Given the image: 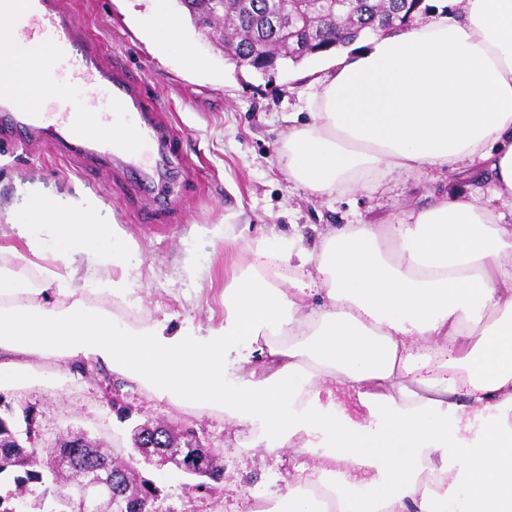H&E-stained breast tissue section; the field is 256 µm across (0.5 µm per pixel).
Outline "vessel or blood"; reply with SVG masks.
Listing matches in <instances>:
<instances>
[{
    "instance_id": "b4317fda",
    "label": "vessel or blood",
    "mask_w": 512,
    "mask_h": 512,
    "mask_svg": "<svg viewBox=\"0 0 512 512\" xmlns=\"http://www.w3.org/2000/svg\"><path fill=\"white\" fill-rule=\"evenodd\" d=\"M35 35L47 39L52 49L39 73L53 79L60 70L71 71L89 109L32 112L0 85V123L27 137L46 128L61 129L69 140L91 144L94 153L122 158L150 175L164 155L159 149L160 127L145 116L140 85L101 59L64 0H0V62L10 63L17 48Z\"/></svg>"
}]
</instances>
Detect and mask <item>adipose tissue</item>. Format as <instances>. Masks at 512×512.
<instances>
[{
    "instance_id": "1",
    "label": "adipose tissue",
    "mask_w": 512,
    "mask_h": 512,
    "mask_svg": "<svg viewBox=\"0 0 512 512\" xmlns=\"http://www.w3.org/2000/svg\"><path fill=\"white\" fill-rule=\"evenodd\" d=\"M164 2L149 23L159 51L201 67ZM48 54L34 40L0 69L33 109L60 93L27 76ZM312 102V123L288 136V174L311 192L479 161L512 205V0H464L462 16L376 36L314 82ZM13 222L34 253L136 256L120 225L86 209L32 202ZM286 258L315 268V306L257 264L225 288L223 323L177 332L118 319L58 269L38 284L0 275V388L29 384L35 356L96 362L248 428L267 455L322 453L327 469L298 468L269 512H320L319 487L335 512H512V225L450 196L407 224L341 225Z\"/></svg>"
}]
</instances>
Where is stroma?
I'll list each match as a JSON object with an SVG mask.
<instances>
[{"mask_svg": "<svg viewBox=\"0 0 512 512\" xmlns=\"http://www.w3.org/2000/svg\"><path fill=\"white\" fill-rule=\"evenodd\" d=\"M151 0H76L77 19L107 62L139 83L158 104L164 130L177 138L149 190L132 182L123 161H83L60 155L51 136L21 140L0 126V270L36 272L66 266L75 284L91 289L93 304L126 321L167 319L171 330L224 319V290L254 262L253 241L268 250L308 246L341 224H405L411 213L450 195L491 198L481 166L426 170L391 179L376 190L320 195L290 180L288 135L312 121V83L332 58L285 63L264 76L224 56L220 39L197 31L187 12L171 5L183 34L205 58L202 71L161 56L146 34ZM40 198L59 207L88 208L98 224H117L137 246L133 268L100 266L85 253L62 260L29 254L9 223L13 212ZM128 276L130 304H113L99 285ZM53 375L24 387L0 389L11 405L24 446L47 450L84 436L105 454L130 459L157 488L155 512H250L253 501L285 490L297 467H318L319 456L287 448L279 457L254 447L247 428L222 415L184 409L153 398L138 383L104 366L53 365ZM160 421L193 432L216 457L222 477L212 492L186 489L171 466L132 454L133 427Z\"/></svg>", "mask_w": 512, "mask_h": 512, "instance_id": "35a3bbf8", "label": "stroma"}]
</instances>
